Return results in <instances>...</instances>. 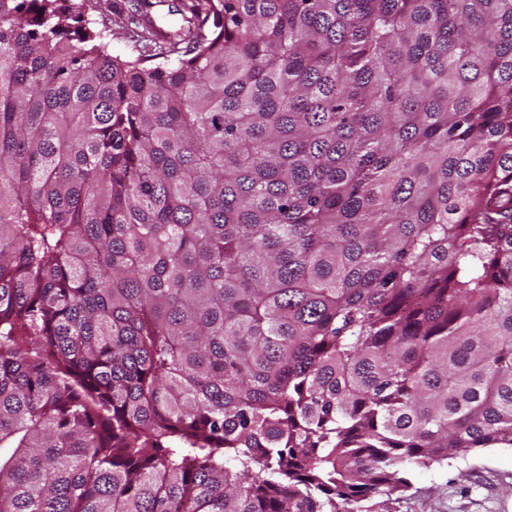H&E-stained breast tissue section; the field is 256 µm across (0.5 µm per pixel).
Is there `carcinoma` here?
<instances>
[{
  "mask_svg": "<svg viewBox=\"0 0 512 512\" xmlns=\"http://www.w3.org/2000/svg\"><path fill=\"white\" fill-rule=\"evenodd\" d=\"M0 0V512H374L512 448V0ZM84 11L89 20L99 29L105 28L106 41L112 55L135 58L139 55L133 32L137 30L130 24L131 0H85ZM149 3H156L154 7L144 8V12L148 14V17L152 19L153 25L156 29H160L163 32L179 27L184 24L181 15L176 14L177 12H171L175 10V6L179 4L181 0H145ZM158 1H165L164 3H157ZM164 4V5H159ZM172 6V8H171Z\"/></svg>",
  "mask_w": 512,
  "mask_h": 512,
  "instance_id": "cac0c4a2",
  "label": "carcinoma"
}]
</instances>
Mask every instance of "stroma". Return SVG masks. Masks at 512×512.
<instances>
[{"instance_id": "1", "label": "stroma", "mask_w": 512, "mask_h": 512, "mask_svg": "<svg viewBox=\"0 0 512 512\" xmlns=\"http://www.w3.org/2000/svg\"><path fill=\"white\" fill-rule=\"evenodd\" d=\"M131 0H85L84 11L104 29L112 55L137 57L128 17ZM376 512H512V449L485 448L417 470L411 488L378 498Z\"/></svg>"}]
</instances>
